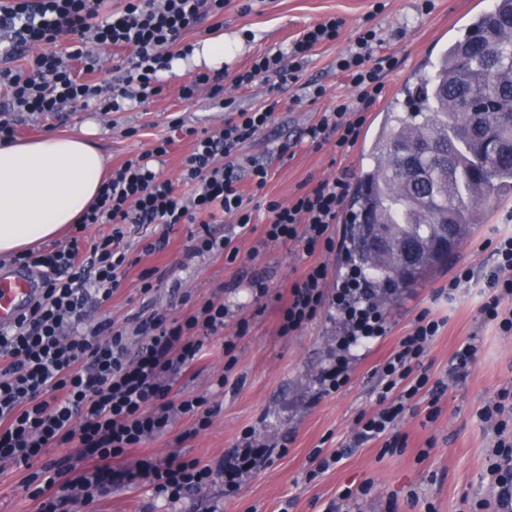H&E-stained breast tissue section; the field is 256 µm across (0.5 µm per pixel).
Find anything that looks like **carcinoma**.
I'll return each mask as SVG.
<instances>
[{"instance_id":"1","label":"carcinoma","mask_w":512,"mask_h":512,"mask_svg":"<svg viewBox=\"0 0 512 512\" xmlns=\"http://www.w3.org/2000/svg\"><path fill=\"white\" fill-rule=\"evenodd\" d=\"M473 100L485 110L470 111ZM415 141L431 151L418 157L426 180L411 183L399 153ZM364 157L349 252L374 287L413 286L446 265L433 252L441 235L460 244L485 222L489 200L512 197V0H492L471 18L416 94L384 113ZM365 214L396 251L384 255L366 244Z\"/></svg>"}]
</instances>
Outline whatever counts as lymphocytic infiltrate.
Listing matches in <instances>:
<instances>
[{
    "label": "lymphocytic infiltrate",
    "instance_id": "1",
    "mask_svg": "<svg viewBox=\"0 0 512 512\" xmlns=\"http://www.w3.org/2000/svg\"><path fill=\"white\" fill-rule=\"evenodd\" d=\"M232 0H124L121 11L104 14V0H0V141L13 140L20 117L52 114L96 103L103 112H123L163 90L162 72L176 57L178 41L206 21H218ZM341 22L328 17L309 26L286 48L256 57L237 72L235 87L257 77L272 79L265 102L226 113L212 130L186 129L192 140L179 182L162 178L148 166L149 157L168 153V140L155 143L149 155L113 168L96 200L81 215L80 226L108 224L111 234L84 242L71 236L67 245L15 257L18 266L36 274L37 301L10 325L0 326V461L31 467L50 448L76 444V457L63 465L33 470L26 482L40 512H67L70 503L91 505L115 484L139 483L158 497L176 502L212 483L217 471L196 459L125 458L146 441L167 432L175 414L189 416L191 433L208 426L203 397L173 399L180 376L202 357L206 338L223 336L228 310L209 300L193 313L171 318L154 312L125 323L90 322L87 311L107 303L121 287L131 262L122 241L125 228L161 224H197L196 253L223 255L236 263L240 251L232 236H216L212 225L231 220L248 229L252 213L240 189L249 181L262 192L268 168L242 157V146L258 137L280 109V93L298 82L312 47L336 41ZM376 28H362L354 43L336 59V69L352 85L356 98L328 103L306 135L315 146L333 144L345 153L359 140L366 109L381 98L382 71L394 69V55L375 56ZM122 48L125 83L93 80L100 68L99 49ZM27 66H17V59ZM81 60L89 79L78 78L71 65ZM346 176L324 181L283 204L268 201L272 219L268 242H298L306 255L335 248L330 231L349 193ZM494 265L485 279L490 294L481 308L485 320L502 335H512V235L495 239ZM328 269L312 264L291 286L279 310V333L290 336L311 322L326 303ZM366 278L350 269L336 290V304L346 315L348 340H373L386 332L385 319L371 297ZM445 323L421 313L397 347L380 364L379 406L361 413L355 440H382L383 448H405L397 427L410 403L427 398L428 420H435L444 386L422 365L427 347ZM477 417L491 436L485 451V477L491 496L481 512H512V388L485 403Z\"/></svg>",
    "mask_w": 512,
    "mask_h": 512
}]
</instances>
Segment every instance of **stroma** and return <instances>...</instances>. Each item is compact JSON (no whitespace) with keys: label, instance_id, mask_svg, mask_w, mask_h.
I'll use <instances>...</instances> for the list:
<instances>
[{"label":"stroma","instance_id":"35a3bbf8","mask_svg":"<svg viewBox=\"0 0 512 512\" xmlns=\"http://www.w3.org/2000/svg\"><path fill=\"white\" fill-rule=\"evenodd\" d=\"M490 3L434 0L427 15L419 13V0H388L385 11L377 15L372 0H255L252 11L241 12L234 6L225 10L220 31L224 66L231 72L248 67L256 55L286 47L326 17L341 18L343 26L335 42L310 52L298 83L283 92L288 107L242 149L244 156L267 164L269 177L262 195L251 200V230L233 237L239 260L228 265L223 257L192 253L189 224L170 229L153 225L145 232L132 229L124 244L133 264L109 303L94 313L95 318L122 323L139 312L158 311L174 318L211 299L224 302L230 314L223 336L206 340L201 360L176 387L178 393L207 398L214 411L209 426L180 444L176 438L188 431L191 421L179 416L168 432L133 453L137 459L162 461L183 455L222 467L223 474L201 492L175 503L156 497L147 486L132 484L112 487L86 508L71 504L70 512H334L338 492L367 479L374 483L371 493L350 500L344 512H457L461 499L474 502L487 497L485 450L490 439L476 412L500 389L512 386V335H501L484 320L485 293L479 280L493 265L486 241L512 234V198L488 203L484 224L458 245L447 270L422 284L396 289L382 306L385 336L347 351L341 348L344 322L330 303L296 335L279 334V308L312 260L295 243L266 244L262 238L269 220L266 200L286 203L322 181L343 173L355 179L362 172L361 146L342 155L332 144L318 148L305 137L320 110L319 105L303 101L305 84L324 86L330 100L354 96V89L336 72V58L354 42L360 28L379 29L383 41L377 55L394 54L398 65L383 73V96L367 111L364 130L372 132L403 90L427 74L430 61L456 29ZM187 79L184 73L165 74L161 95L125 112L90 107L27 116L18 135H63L83 123H95L100 130L97 140L112 167L144 153L154 139L167 138L168 153L154 168L175 180L190 142L173 129V119L211 129L224 122V100L238 109L252 108L263 103L270 87L263 78L246 89L228 82L223 99L212 98L204 88L186 101L180 88ZM161 237L167 240L163 249L145 252L147 243ZM462 264L473 268L477 283L448 297L441 288L450 270ZM146 270L154 271L157 280L156 291L147 295L140 290V275ZM258 281L269 286L259 299L252 292ZM424 311L445 322L422 359L433 378L448 380L438 418L428 421V404L422 399L399 426L407 441L402 453L382 454L377 441L355 445L357 416L378 406V363ZM228 336L236 340V378L220 387L216 381L224 372ZM466 343L476 346V357L466 368L454 370V354ZM339 373L348 380L335 390L330 381ZM247 428L255 431L249 445L242 440ZM318 447L327 453L343 448L347 454L310 481L306 475ZM424 447L431 453L422 459L418 453ZM28 475L25 467L0 462V512H40L38 500L29 497L24 487ZM412 492L418 497L414 504L408 499Z\"/></svg>","mask_w":512,"mask_h":512}]
</instances>
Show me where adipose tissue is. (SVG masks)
<instances>
[{
	"mask_svg": "<svg viewBox=\"0 0 512 512\" xmlns=\"http://www.w3.org/2000/svg\"><path fill=\"white\" fill-rule=\"evenodd\" d=\"M97 130L0 146V255L59 236L99 194L105 158Z\"/></svg>",
	"mask_w": 512,
	"mask_h": 512,
	"instance_id": "adipose-tissue-1",
	"label": "adipose tissue"
}]
</instances>
